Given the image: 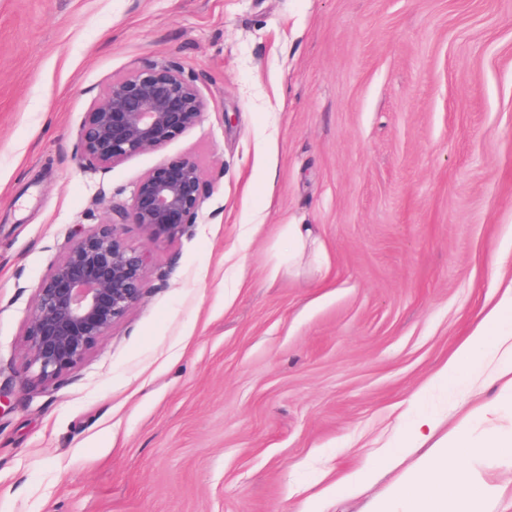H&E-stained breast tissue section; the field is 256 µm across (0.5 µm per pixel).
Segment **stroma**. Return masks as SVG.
Listing matches in <instances>:
<instances>
[{"instance_id":"stroma-1","label":"stroma","mask_w":512,"mask_h":512,"mask_svg":"<svg viewBox=\"0 0 512 512\" xmlns=\"http://www.w3.org/2000/svg\"><path fill=\"white\" fill-rule=\"evenodd\" d=\"M203 121L101 173L114 77L158 61ZM202 170L142 300L51 388L35 291L153 168ZM318 242L289 256L283 228ZM512 248V0H0V512H301L415 414Z\"/></svg>"}]
</instances>
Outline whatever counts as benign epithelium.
Wrapping results in <instances>:
<instances>
[{
  "mask_svg": "<svg viewBox=\"0 0 512 512\" xmlns=\"http://www.w3.org/2000/svg\"><path fill=\"white\" fill-rule=\"evenodd\" d=\"M208 104L195 80L156 62L112 79L86 113L77 152L107 171L134 155L157 151L203 120ZM203 203L202 172L185 157L149 171L118 213L151 242L172 239L196 223ZM149 254L127 248L118 223L101 221L80 236L36 288L26 347L45 388L79 363L143 298Z\"/></svg>",
  "mask_w": 512,
  "mask_h": 512,
  "instance_id": "1",
  "label": "benign epithelium"
}]
</instances>
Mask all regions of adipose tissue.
I'll return each instance as SVG.
<instances>
[{
    "label": "adipose tissue",
    "instance_id": "obj_1",
    "mask_svg": "<svg viewBox=\"0 0 512 512\" xmlns=\"http://www.w3.org/2000/svg\"><path fill=\"white\" fill-rule=\"evenodd\" d=\"M496 284L503 294L486 308L482 318L437 373L438 381L455 385L476 375L497 383V398L473 401L467 412L449 426L433 416H421L402 447L385 449L389 467L400 476L372 503L370 512H492L503 496L501 486L484 481L479 465L492 453L512 462V429L475 430L476 419L498 413L512 400V257L501 255ZM430 443L429 452L410 459L413 448Z\"/></svg>",
    "mask_w": 512,
    "mask_h": 512
}]
</instances>
